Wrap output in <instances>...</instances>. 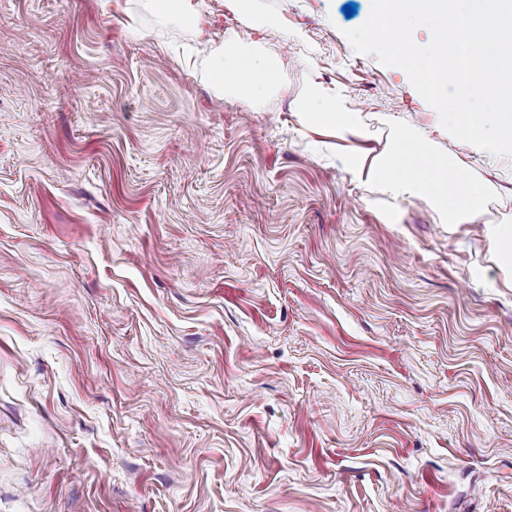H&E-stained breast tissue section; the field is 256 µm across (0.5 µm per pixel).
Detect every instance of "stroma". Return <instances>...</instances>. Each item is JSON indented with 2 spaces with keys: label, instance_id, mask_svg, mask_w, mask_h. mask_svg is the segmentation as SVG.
<instances>
[{
  "label": "stroma",
  "instance_id": "1",
  "mask_svg": "<svg viewBox=\"0 0 512 512\" xmlns=\"http://www.w3.org/2000/svg\"><path fill=\"white\" fill-rule=\"evenodd\" d=\"M370 7L203 0L255 98L140 0H0V512H512V160L354 50ZM399 133L482 223L372 179ZM201 74L222 96L224 84L229 79L239 88L255 94L277 83L276 71L272 66H256L249 53L236 44L224 43V38L217 45L209 46L203 58ZM299 112L302 121L315 128L332 129L341 133L355 128L353 113L345 111L336 96L329 95L314 85L303 92ZM490 235L497 245L499 265L505 270H512V225L488 223Z\"/></svg>",
  "mask_w": 512,
  "mask_h": 512
}]
</instances>
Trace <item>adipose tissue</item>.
I'll use <instances>...</instances> for the list:
<instances>
[{"label":"adipose tissue","instance_id":"ef3b65f1","mask_svg":"<svg viewBox=\"0 0 512 512\" xmlns=\"http://www.w3.org/2000/svg\"><path fill=\"white\" fill-rule=\"evenodd\" d=\"M202 75L219 93L230 81L255 94L277 82L273 67L256 66L249 53L224 42L209 47ZM299 110L303 122L315 128L345 133L355 127L353 113L345 111L335 96L315 86L303 92ZM375 175L397 187L425 190L434 210L449 223L473 224L484 213V184L466 178L455 165L433 161L426 147L407 134L397 135L392 156L380 162Z\"/></svg>","mask_w":512,"mask_h":512}]
</instances>
